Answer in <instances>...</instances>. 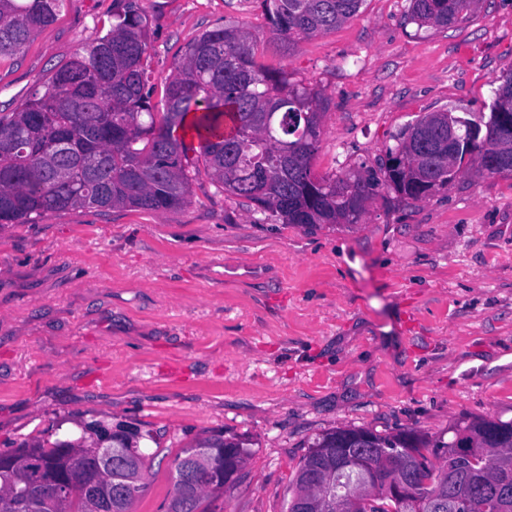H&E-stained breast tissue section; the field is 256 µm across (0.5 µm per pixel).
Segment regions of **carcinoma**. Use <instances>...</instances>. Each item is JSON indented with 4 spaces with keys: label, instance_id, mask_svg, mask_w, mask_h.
<instances>
[{
    "label": "carcinoma",
    "instance_id": "1",
    "mask_svg": "<svg viewBox=\"0 0 512 512\" xmlns=\"http://www.w3.org/2000/svg\"><path fill=\"white\" fill-rule=\"evenodd\" d=\"M67 0H0V52L19 51L38 29L51 24ZM363 0H259L281 41L325 34L353 17ZM479 0H411L408 22L450 28L467 19ZM257 41L234 23L207 30L174 59L166 78L164 111L151 104L147 21L136 0H116L106 34L59 69L44 92L16 112L0 113V224H34L70 207H134L165 212L191 194L188 147L181 129L198 140L212 180L228 196L245 198L285 224H358L365 203L383 185L403 200L420 201L456 176L475 171L500 175L512 167V74L499 85L488 117L458 118L455 156L438 146L447 119L429 114L416 122L429 148L403 138L387 149L379 171L317 177L311 158L322 133V93L291 81L285 70L256 62ZM272 114L273 139L262 137ZM495 150L504 164L491 166ZM93 437L34 442L0 454V502L19 488L28 495L18 512H134L145 487L148 454L123 434L100 424ZM235 448L233 456L224 449ZM375 448L380 455L336 470V452ZM122 454L129 468L100 472L86 466L94 451ZM248 456L242 440L204 438L173 460L175 480L167 512H211L207 500L233 487ZM408 469L414 481L401 499L383 486L366 488L381 457ZM210 465L208 483L187 495L183 470ZM321 468L327 482L307 476ZM62 482L47 499L44 484ZM364 493L359 512H512V420L474 418L448 427V439L414 429L377 432L340 427L316 437L301 460L287 512L298 499L310 512H336V499Z\"/></svg>",
    "mask_w": 512,
    "mask_h": 512
}]
</instances>
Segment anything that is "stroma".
Segmentation results:
<instances>
[{
    "mask_svg": "<svg viewBox=\"0 0 512 512\" xmlns=\"http://www.w3.org/2000/svg\"><path fill=\"white\" fill-rule=\"evenodd\" d=\"M153 102L175 57L232 21L258 63L328 102L320 177L377 169L422 115L487 111L512 72V0L455 27L364 0L336 30L278 44L257 0H137ZM113 0H70L0 52V112L20 109L103 35ZM512 419V176L466 173L409 203L377 188L357 224H285L196 174L163 213L73 207L0 225V453L102 423L152 432L135 512H166L172 462L210 436L248 449L214 512H286L316 436Z\"/></svg>",
    "mask_w": 512,
    "mask_h": 512,
    "instance_id": "1",
    "label": "stroma"
}]
</instances>
